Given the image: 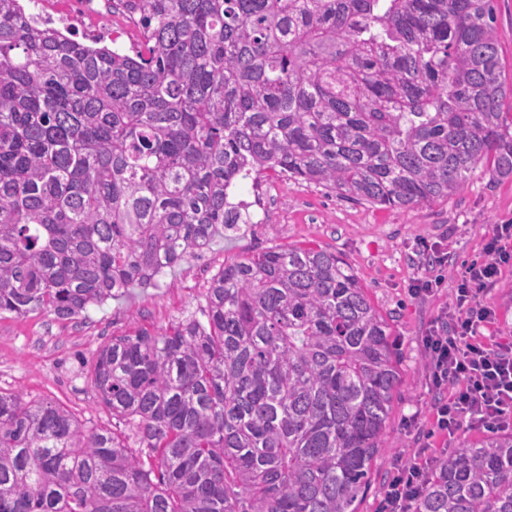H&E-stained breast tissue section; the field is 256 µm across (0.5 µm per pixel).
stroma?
<instances>
[{"label":"stroma","instance_id":"1","mask_svg":"<svg viewBox=\"0 0 512 512\" xmlns=\"http://www.w3.org/2000/svg\"><path fill=\"white\" fill-rule=\"evenodd\" d=\"M31 8L68 20L78 35L89 39L117 32L128 49L141 38V28L123 0H33ZM231 200L261 206L264 224L215 236L202 258L165 269L154 286L128 289L72 320L56 319L43 310L0 314V390L61 404L86 427L111 426L112 416L100 404L89 374V362L101 343L140 327L160 332L186 317L202 318L205 291L224 264L262 249L305 246L342 257L397 330L401 382L386 447L372 463L371 483L358 512H378L397 456L412 457L427 445L438 457L483 437V430L466 427L452 441L434 432V393L420 338L449 301L464 266L480 257L492 226L512 224V178L492 182L477 176L448 203L398 210L339 198L322 187L267 171L259 181L248 179L234 188ZM424 240L443 242L448 262L435 295L415 299L408 286L421 274L416 249ZM480 300L496 313L495 324L481 329L480 340L512 336V268Z\"/></svg>","mask_w":512,"mask_h":512}]
</instances>
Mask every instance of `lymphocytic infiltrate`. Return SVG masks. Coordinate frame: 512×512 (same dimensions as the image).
I'll return each instance as SVG.
<instances>
[{
	"label": "lymphocytic infiltrate",
	"instance_id": "lymphocytic-infiltrate-1",
	"mask_svg": "<svg viewBox=\"0 0 512 512\" xmlns=\"http://www.w3.org/2000/svg\"><path fill=\"white\" fill-rule=\"evenodd\" d=\"M509 266L512 224L493 225L481 257L466 265L450 303L422 338L432 383L442 391L433 404L441 434L451 437L465 426H512V340L485 343L477 337L495 316L479 295ZM433 464L429 457L401 461L379 512H413Z\"/></svg>",
	"mask_w": 512,
	"mask_h": 512
}]
</instances>
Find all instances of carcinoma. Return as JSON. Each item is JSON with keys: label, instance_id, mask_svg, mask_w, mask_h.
Listing matches in <instances>:
<instances>
[{"label": "carcinoma", "instance_id": "obj_1", "mask_svg": "<svg viewBox=\"0 0 512 512\" xmlns=\"http://www.w3.org/2000/svg\"><path fill=\"white\" fill-rule=\"evenodd\" d=\"M126 2L129 52L0 0V313L71 320L200 257L264 171L393 209L512 176L492 0ZM205 301L91 358L121 429L0 392V512H357L392 323L323 249L226 264ZM414 512H512V432L442 456Z\"/></svg>", "mask_w": 512, "mask_h": 512}]
</instances>
